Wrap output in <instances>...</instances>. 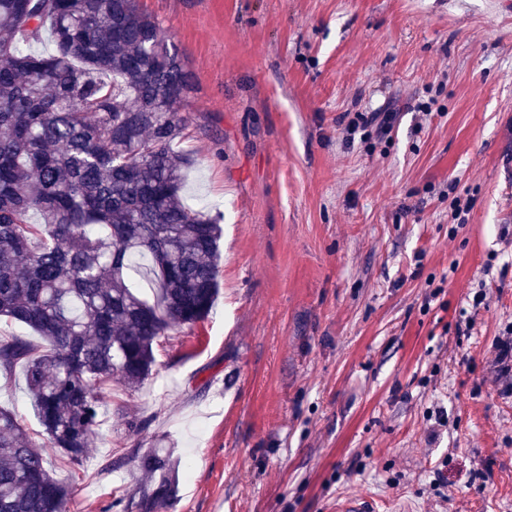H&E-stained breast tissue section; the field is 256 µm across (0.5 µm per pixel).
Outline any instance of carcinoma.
I'll use <instances>...</instances> for the list:
<instances>
[{"mask_svg":"<svg viewBox=\"0 0 512 512\" xmlns=\"http://www.w3.org/2000/svg\"><path fill=\"white\" fill-rule=\"evenodd\" d=\"M47 33L55 50L34 52ZM191 89L138 0H0V318L47 342L0 338V374L22 368L40 426L0 406V512H66L47 449L83 465L104 390L141 386L160 338L214 307L222 229L180 197ZM143 256L151 301L127 277ZM136 456L138 512H163L178 458Z\"/></svg>","mask_w":512,"mask_h":512,"instance_id":"carcinoma-1","label":"carcinoma"}]
</instances>
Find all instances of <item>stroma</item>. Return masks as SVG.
Returning a JSON list of instances; mask_svg holds the SVG:
<instances>
[{
  "instance_id": "35a3bbf8",
  "label": "stroma",
  "mask_w": 512,
  "mask_h": 512,
  "mask_svg": "<svg viewBox=\"0 0 512 512\" xmlns=\"http://www.w3.org/2000/svg\"><path fill=\"white\" fill-rule=\"evenodd\" d=\"M139 5L192 73L182 200L221 217L220 293L113 385L79 474L51 452L69 512H137L140 448L181 461L168 512H512V0ZM24 386L0 405L34 431ZM397 112H368L358 113L356 118L351 120L347 125V132L355 135L359 128H368L376 126L377 130L386 133L391 128Z\"/></svg>"
}]
</instances>
